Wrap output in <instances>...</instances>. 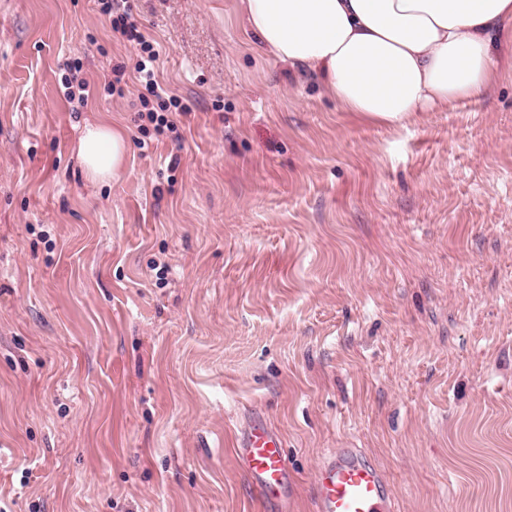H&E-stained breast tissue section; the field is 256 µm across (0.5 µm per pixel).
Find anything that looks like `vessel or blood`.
<instances>
[{
  "mask_svg": "<svg viewBox=\"0 0 512 512\" xmlns=\"http://www.w3.org/2000/svg\"><path fill=\"white\" fill-rule=\"evenodd\" d=\"M240 469L267 503L289 512L293 478L281 439L266 424H253L234 450ZM317 512H391L382 475L351 449L331 453L318 469Z\"/></svg>",
  "mask_w": 512,
  "mask_h": 512,
  "instance_id": "b4317fda",
  "label": "vessel or blood"
}]
</instances>
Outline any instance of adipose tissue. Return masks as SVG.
<instances>
[{"mask_svg":"<svg viewBox=\"0 0 512 512\" xmlns=\"http://www.w3.org/2000/svg\"><path fill=\"white\" fill-rule=\"evenodd\" d=\"M260 49L323 78L348 112L397 124L512 79V0H241ZM129 153L116 123H90L78 158L93 182Z\"/></svg>","mask_w":512,"mask_h":512,"instance_id":"ef3b65f1","label":"adipose tissue"}]
</instances>
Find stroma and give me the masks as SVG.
I'll return each instance as SVG.
<instances>
[{
    "mask_svg": "<svg viewBox=\"0 0 512 512\" xmlns=\"http://www.w3.org/2000/svg\"><path fill=\"white\" fill-rule=\"evenodd\" d=\"M238 4L131 0L189 107L159 138L104 86L131 48L97 0H0V512H269L233 453L257 419L293 512L339 448L393 512H512V81L371 122ZM128 153V138L118 123H88L79 138L78 158L92 182L119 178Z\"/></svg>",
    "mask_w": 512,
    "mask_h": 512,
    "instance_id": "obj_1",
    "label": "stroma"
}]
</instances>
